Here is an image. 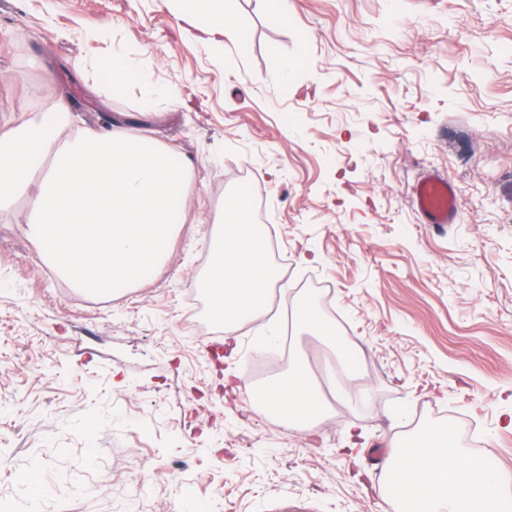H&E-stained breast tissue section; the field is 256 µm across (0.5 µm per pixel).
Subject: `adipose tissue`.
Returning <instances> with one entry per match:
<instances>
[{
  "instance_id": "obj_1",
  "label": "adipose tissue",
  "mask_w": 512,
  "mask_h": 512,
  "mask_svg": "<svg viewBox=\"0 0 512 512\" xmlns=\"http://www.w3.org/2000/svg\"><path fill=\"white\" fill-rule=\"evenodd\" d=\"M181 19L202 38L228 32L223 0H176ZM70 103L0 125V211L29 199L27 236L73 287L105 294L129 287L162 262L179 222L174 202L193 193L192 168L170 149L110 125L85 136L68 130ZM248 195L225 208L208 269L198 282L217 317L236 324L261 307L275 278L260 247L264 225L251 219ZM269 406L289 427L312 432L322 392L303 356L264 386ZM384 493L402 512H512V482L487 459L461 448L447 424L418 427L388 459Z\"/></svg>"
}]
</instances>
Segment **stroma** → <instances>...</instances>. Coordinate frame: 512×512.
Returning a JSON list of instances; mask_svg holds the SVG:
<instances>
[{
    "mask_svg": "<svg viewBox=\"0 0 512 512\" xmlns=\"http://www.w3.org/2000/svg\"><path fill=\"white\" fill-rule=\"evenodd\" d=\"M223 2L241 39L206 45L168 0H0V71L23 73L0 121L66 96L79 128L191 161L196 192L166 260L110 295L42 259L26 202L0 212V512H395L378 476L425 423L479 431L512 477V0ZM429 169L455 223L411 205ZM241 190L280 252L264 308L225 329L195 282ZM306 301L372 369L314 441L250 399L258 355L287 370L282 336L337 370Z\"/></svg>",
    "mask_w": 512,
    "mask_h": 512,
    "instance_id": "obj_1",
    "label": "stroma"
}]
</instances>
